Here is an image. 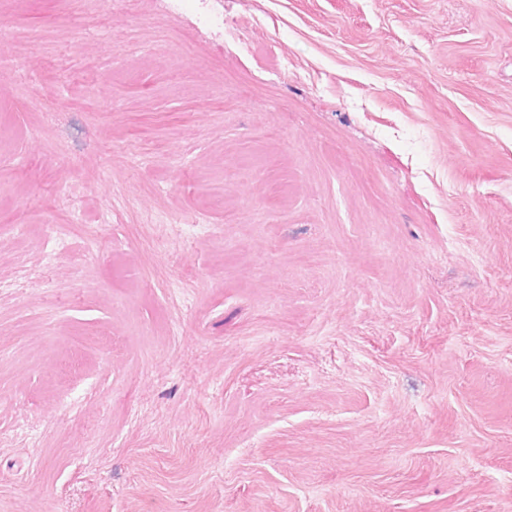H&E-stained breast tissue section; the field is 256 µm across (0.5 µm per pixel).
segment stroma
Listing matches in <instances>:
<instances>
[{
  "label": "stroma",
  "instance_id": "obj_1",
  "mask_svg": "<svg viewBox=\"0 0 512 512\" xmlns=\"http://www.w3.org/2000/svg\"><path fill=\"white\" fill-rule=\"evenodd\" d=\"M222 6L0 0V512H512V0Z\"/></svg>",
  "mask_w": 512,
  "mask_h": 512
}]
</instances>
